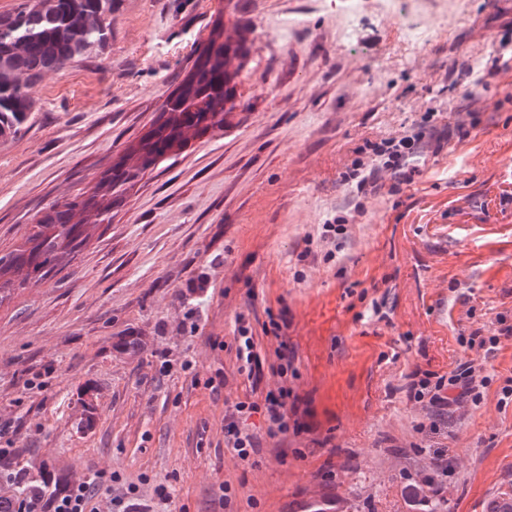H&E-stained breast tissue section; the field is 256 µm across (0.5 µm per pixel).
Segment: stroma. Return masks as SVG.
<instances>
[{"label":"stroma","instance_id":"1","mask_svg":"<svg viewBox=\"0 0 512 512\" xmlns=\"http://www.w3.org/2000/svg\"><path fill=\"white\" fill-rule=\"evenodd\" d=\"M119 0L102 51L34 85L0 138V250L52 202L92 191L155 119L197 43L235 20L254 48L222 133L160 163L89 225L72 266L0 304V425L12 466L55 486L96 474L153 512H490L512 499V0ZM432 27L418 47L404 21ZM289 23L287 38L278 28ZM460 122L412 182L345 180L367 142ZM356 208L339 249L322 226ZM246 318L263 361L237 370ZM287 323L265 332L270 319ZM142 342L125 352L128 336ZM287 377H279L280 361ZM481 364L480 403L437 420L412 370ZM287 383L288 430L262 414L241 460L235 402ZM171 486V505L154 495ZM480 331H475L465 339V343L471 350L484 351L485 354L495 351L501 337H512V325H507L499 329L498 336H479ZM463 339V342H464Z\"/></svg>","mask_w":512,"mask_h":512}]
</instances>
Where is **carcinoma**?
<instances>
[{"label": "carcinoma", "instance_id": "cac0c4a2", "mask_svg": "<svg viewBox=\"0 0 512 512\" xmlns=\"http://www.w3.org/2000/svg\"><path fill=\"white\" fill-rule=\"evenodd\" d=\"M116 5L117 0H23L14 12L0 15V136L20 131L27 122L33 85L104 48ZM251 49L245 33L228 35L220 24L196 46L191 69L132 148L136 162L118 157L104 171L102 189L44 208L22 242L0 254V302L11 292L6 274L22 271L32 284L53 278L84 244L81 220L110 221L112 204L147 171L191 142L224 130Z\"/></svg>", "mask_w": 512, "mask_h": 512}]
</instances>
